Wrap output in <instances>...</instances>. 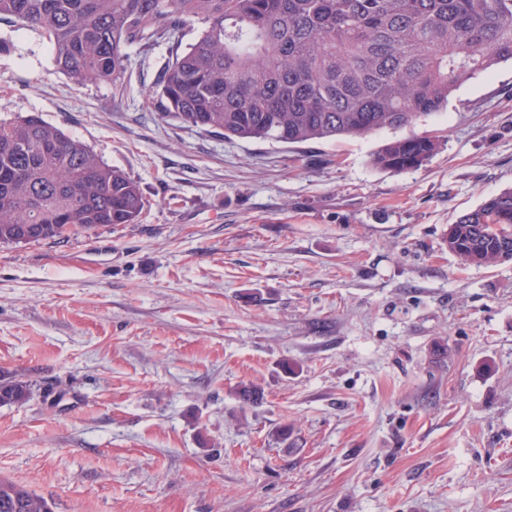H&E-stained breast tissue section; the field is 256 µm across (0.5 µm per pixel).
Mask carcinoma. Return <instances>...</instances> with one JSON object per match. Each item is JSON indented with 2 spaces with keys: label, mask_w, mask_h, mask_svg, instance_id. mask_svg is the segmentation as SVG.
<instances>
[{
  "label": "carcinoma",
  "mask_w": 512,
  "mask_h": 512,
  "mask_svg": "<svg viewBox=\"0 0 512 512\" xmlns=\"http://www.w3.org/2000/svg\"><path fill=\"white\" fill-rule=\"evenodd\" d=\"M40 33L76 85L123 84L130 48L166 44L159 116L226 139L295 145L397 132L464 84L512 62V0H0V21ZM202 25L181 48L184 31ZM429 134L395 137L378 169L421 167ZM138 183L37 113L0 121V245L135 224ZM464 265L512 261V189L460 216L446 238ZM31 385L0 377V404ZM0 512L55 503L0 480Z\"/></svg>",
  "instance_id": "cac0c4a2"
}]
</instances>
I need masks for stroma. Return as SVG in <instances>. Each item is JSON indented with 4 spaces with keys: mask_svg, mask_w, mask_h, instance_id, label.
Listing matches in <instances>:
<instances>
[{
    "mask_svg": "<svg viewBox=\"0 0 512 512\" xmlns=\"http://www.w3.org/2000/svg\"><path fill=\"white\" fill-rule=\"evenodd\" d=\"M169 56L77 86L0 22V119L39 113L146 202L0 245V375L33 386L0 404V477L58 512H512V262L445 242L512 188V63L418 121L439 147L397 172L369 163L389 130L289 146L161 119Z\"/></svg>",
    "mask_w": 512,
    "mask_h": 512,
    "instance_id": "1",
    "label": "stroma"
}]
</instances>
